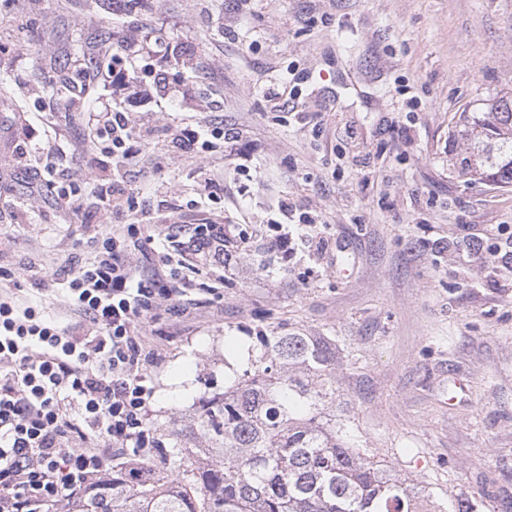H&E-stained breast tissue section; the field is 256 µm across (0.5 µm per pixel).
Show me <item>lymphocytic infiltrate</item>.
<instances>
[{
  "mask_svg": "<svg viewBox=\"0 0 512 512\" xmlns=\"http://www.w3.org/2000/svg\"><path fill=\"white\" fill-rule=\"evenodd\" d=\"M91 142L120 161L146 140L125 113L92 112ZM199 129L169 135L173 150L191 159L204 188L215 187L210 162L198 149ZM116 219L94 257L69 279L65 297L76 319L44 318L14 293L0 291V512H62L91 488L113 451L148 458L146 424L153 396L146 368L157 359L143 329L160 310L185 315L189 282L162 280L133 267L131 244L141 233L130 223L132 195L119 183L89 186ZM227 224H199L180 243L179 260L194 257L221 270Z\"/></svg>",
  "mask_w": 512,
  "mask_h": 512,
  "instance_id": "1",
  "label": "lymphocytic infiltrate"
}]
</instances>
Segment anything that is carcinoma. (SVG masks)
<instances>
[{"mask_svg":"<svg viewBox=\"0 0 512 512\" xmlns=\"http://www.w3.org/2000/svg\"><path fill=\"white\" fill-rule=\"evenodd\" d=\"M450 138L465 140L461 170L512 186V93L460 113ZM252 368L201 397L200 443H162L157 456L178 469L174 478L139 461L99 478L77 512H432L407 479L347 446L319 421L330 395L326 375L336 355L311 336L259 331ZM277 366L272 374L269 367ZM312 411L294 415L296 402Z\"/></svg>","mask_w":512,"mask_h":512,"instance_id":"1","label":"carcinoma"}]
</instances>
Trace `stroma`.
<instances>
[{
	"label": "stroma",
	"instance_id": "35a3bbf8",
	"mask_svg": "<svg viewBox=\"0 0 512 512\" xmlns=\"http://www.w3.org/2000/svg\"><path fill=\"white\" fill-rule=\"evenodd\" d=\"M135 53L166 89L131 109L155 136L123 165L147 229L235 224L223 273L179 268L196 316L165 314L147 342L148 424L183 432L200 397L250 368V332H297L336 348L322 422L452 512L512 501V187L452 165L465 107L512 91V0H0V270L8 288L61 315L62 284L111 224L64 194L112 168L61 107L76 63ZM200 122L220 187L169 154L165 134ZM48 174L34 182L33 161ZM171 190L158 195L157 182ZM321 216L329 248L271 249L282 203Z\"/></svg>",
	"mask_w": 512,
	"mask_h": 512
}]
</instances>
